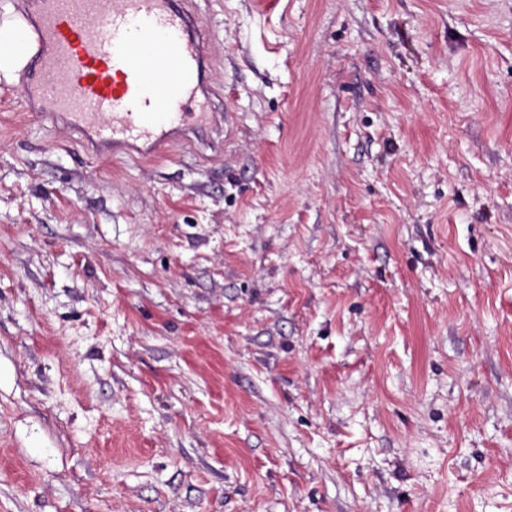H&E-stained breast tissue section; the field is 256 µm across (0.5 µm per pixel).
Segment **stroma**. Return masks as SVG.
Wrapping results in <instances>:
<instances>
[{"label": "stroma", "mask_w": 512, "mask_h": 512, "mask_svg": "<svg viewBox=\"0 0 512 512\" xmlns=\"http://www.w3.org/2000/svg\"><path fill=\"white\" fill-rule=\"evenodd\" d=\"M189 7L223 151L0 80V512H512V0Z\"/></svg>", "instance_id": "1"}]
</instances>
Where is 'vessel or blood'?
Segmentation results:
<instances>
[{"instance_id": "vessel-or-blood-1", "label": "vessel or blood", "mask_w": 512, "mask_h": 512, "mask_svg": "<svg viewBox=\"0 0 512 512\" xmlns=\"http://www.w3.org/2000/svg\"><path fill=\"white\" fill-rule=\"evenodd\" d=\"M187 3L26 0V112L116 156L193 144L218 114L208 37Z\"/></svg>"}]
</instances>
